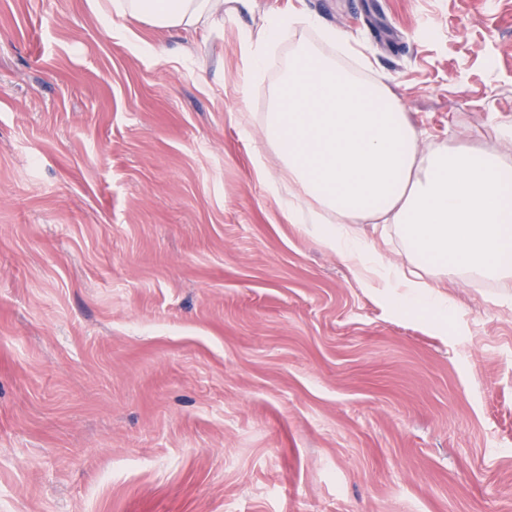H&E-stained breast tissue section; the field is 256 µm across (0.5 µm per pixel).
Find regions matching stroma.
<instances>
[{"label": "stroma", "instance_id": "1", "mask_svg": "<svg viewBox=\"0 0 512 512\" xmlns=\"http://www.w3.org/2000/svg\"><path fill=\"white\" fill-rule=\"evenodd\" d=\"M250 0L161 59L85 0H0V512H512V280L441 332L282 214L281 71L346 32L415 124L497 146L512 0ZM306 24L307 26L319 25L318 19L307 13L303 8L296 6L293 0H289L288 9L275 12L266 16L261 27V36L265 43L275 42L281 33L296 24ZM246 71L251 79L254 75L261 72L266 65L264 51L259 45H254L249 36L243 38Z\"/></svg>", "mask_w": 512, "mask_h": 512}]
</instances>
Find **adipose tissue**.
Wrapping results in <instances>:
<instances>
[{
  "mask_svg": "<svg viewBox=\"0 0 512 512\" xmlns=\"http://www.w3.org/2000/svg\"><path fill=\"white\" fill-rule=\"evenodd\" d=\"M229 0H87L92 15L139 53L158 56L129 28L163 31L223 22ZM317 25L303 8L266 16L262 45L245 42L248 75L266 65L263 44L288 27ZM265 138L285 174L259 178L290 223L345 262L362 287L441 331L461 313L445 290L453 276L512 279V161L492 147L427 141L386 83H363L307 45L285 70ZM393 225L403 250L365 223Z\"/></svg>",
  "mask_w": 512,
  "mask_h": 512,
  "instance_id": "obj_1",
  "label": "adipose tissue"
}]
</instances>
